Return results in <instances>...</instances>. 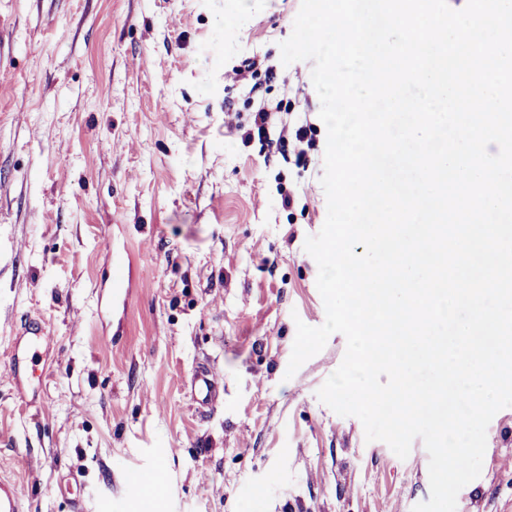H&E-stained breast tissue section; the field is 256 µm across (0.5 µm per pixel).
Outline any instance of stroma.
<instances>
[{
	"label": "stroma",
	"mask_w": 512,
	"mask_h": 512,
	"mask_svg": "<svg viewBox=\"0 0 512 512\" xmlns=\"http://www.w3.org/2000/svg\"><path fill=\"white\" fill-rule=\"evenodd\" d=\"M300 7L248 0L240 18L232 0H0V364L28 320L47 341L34 405L0 379V472L23 512L429 500L422 440L398 458L317 398L344 335L285 375L297 322L325 321L304 242L327 215V129L312 62L283 65L279 48ZM116 261L124 300L100 320ZM201 364L224 376L205 413L187 390ZM168 445L166 495L130 490L126 470H152ZM457 512H512V407L491 420Z\"/></svg>",
	"instance_id": "1"
}]
</instances>
